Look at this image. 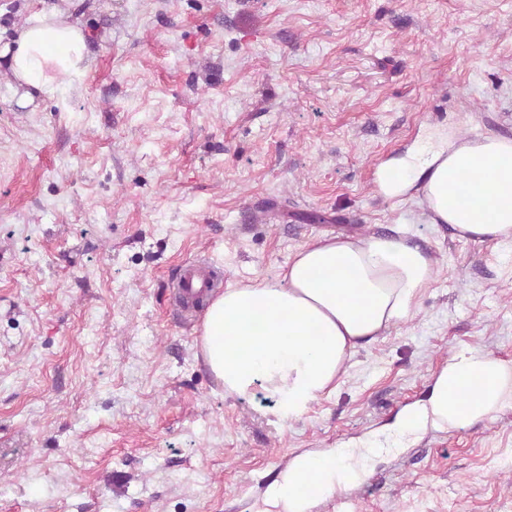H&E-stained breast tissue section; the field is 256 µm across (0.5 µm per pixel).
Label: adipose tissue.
<instances>
[{"label":"adipose tissue","mask_w":512,"mask_h":512,"mask_svg":"<svg viewBox=\"0 0 512 512\" xmlns=\"http://www.w3.org/2000/svg\"><path fill=\"white\" fill-rule=\"evenodd\" d=\"M14 78L34 93L59 97L89 68L87 38L68 11L33 14L13 45L0 48ZM386 196L421 185L433 224L450 225L475 242L512 244V139L478 135L425 146L379 172ZM433 261L407 236H323L299 248L274 280L210 297L202 319L201 355L225 392H263L284 422L305 415L336 388L359 348L406 321L431 281ZM473 387L449 400L459 374ZM512 406V366L478 348L458 352L442 370L427 404L401 420L393 437L314 461L300 456L270 488L274 512L332 494L356 478V459L402 446L426 425L463 427Z\"/></svg>","instance_id":"ef3b65f1"}]
</instances>
